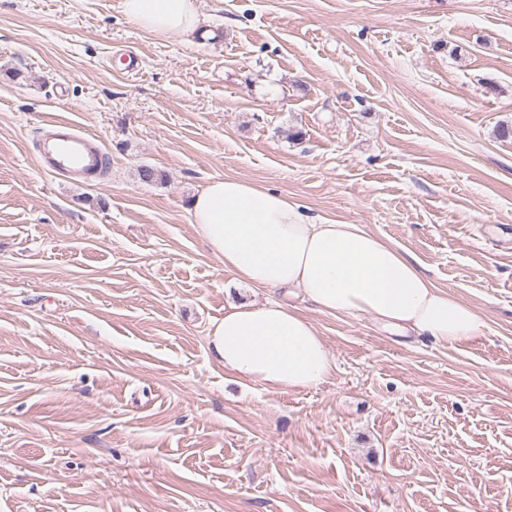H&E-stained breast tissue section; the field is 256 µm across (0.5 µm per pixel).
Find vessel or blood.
I'll return each mask as SVG.
<instances>
[{
    "label": "vessel or blood",
    "instance_id": "vessel-or-blood-1",
    "mask_svg": "<svg viewBox=\"0 0 512 512\" xmlns=\"http://www.w3.org/2000/svg\"><path fill=\"white\" fill-rule=\"evenodd\" d=\"M55 127V132L42 142L40 148L49 171L88 176L105 166V154L74 124L59 121Z\"/></svg>",
    "mask_w": 512,
    "mask_h": 512
}]
</instances>
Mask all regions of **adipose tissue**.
Listing matches in <instances>:
<instances>
[{
  "label": "adipose tissue",
  "mask_w": 512,
  "mask_h": 512,
  "mask_svg": "<svg viewBox=\"0 0 512 512\" xmlns=\"http://www.w3.org/2000/svg\"><path fill=\"white\" fill-rule=\"evenodd\" d=\"M126 18L160 38L184 37L200 22L198 0H122ZM191 226L235 280L269 290L264 302L225 311L208 331L225 371L272 392L322 384L335 362L312 323L273 297L298 289L329 314H368L398 331L445 346L477 336L481 317L438 288L391 243L358 224L318 220L273 190L215 178L194 197Z\"/></svg>",
  "instance_id": "1"
}]
</instances>
